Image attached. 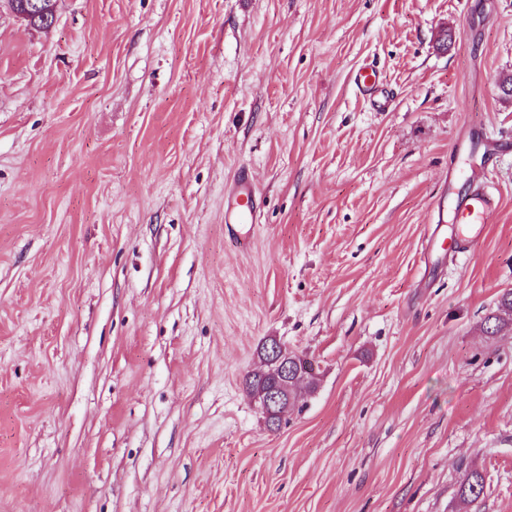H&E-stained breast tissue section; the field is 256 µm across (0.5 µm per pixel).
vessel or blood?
I'll return each mask as SVG.
<instances>
[{"label": "vessel or blood", "instance_id": "vessel-or-blood-1", "mask_svg": "<svg viewBox=\"0 0 512 512\" xmlns=\"http://www.w3.org/2000/svg\"><path fill=\"white\" fill-rule=\"evenodd\" d=\"M353 84L377 111H390L392 100L385 92L383 78L374 66L359 67L353 75ZM486 178L485 172L472 173L470 180L474 188L465 194L457 192L454 181H445L435 197L436 207L451 204L454 218L466 227L464 236L453 246L455 254L466 253L476 244L484 224L490 221L497 209L496 197L484 186ZM258 219L259 200L254 179L249 171H238L224 189V222L237 244L249 246L250 236L244 233L243 228L257 223Z\"/></svg>", "mask_w": 512, "mask_h": 512}]
</instances>
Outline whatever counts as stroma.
Listing matches in <instances>:
<instances>
[{
    "mask_svg": "<svg viewBox=\"0 0 512 512\" xmlns=\"http://www.w3.org/2000/svg\"><path fill=\"white\" fill-rule=\"evenodd\" d=\"M505 74L512 0L0 8V512H512V314L483 330L512 290ZM478 168L477 247L423 253ZM271 337L319 378L276 430L244 384ZM353 84L377 111L390 112L391 97L385 92L383 78L373 65L359 67L353 75ZM258 219L259 200L253 176L248 170H239L224 189V224L237 244L247 248L250 236L242 230L245 224H257ZM486 178L485 171L472 173L470 180L475 188L468 193L460 194L456 190L455 176L449 175L448 181L442 184L435 196L434 209H438V223L443 220V213L440 214V210L447 202V205H452L453 218L459 224L467 225L464 236L453 246L456 256L465 254L476 244L483 224H488L497 209L498 200L485 189Z\"/></svg>",
    "mask_w": 512,
    "mask_h": 512,
    "instance_id": "35a3bbf8",
    "label": "stroma"
}]
</instances>
